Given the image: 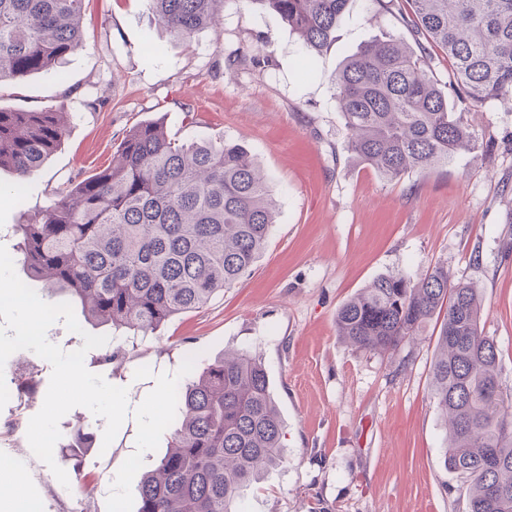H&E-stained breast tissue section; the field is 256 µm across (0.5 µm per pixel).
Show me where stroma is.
Returning <instances> with one entry per match:
<instances>
[{"label": "stroma", "instance_id": "35a3bbf8", "mask_svg": "<svg viewBox=\"0 0 512 512\" xmlns=\"http://www.w3.org/2000/svg\"><path fill=\"white\" fill-rule=\"evenodd\" d=\"M349 0L334 40L304 71L301 45L281 18L228 0L217 29L178 41L146 0H86L83 44L57 70L0 85V108L60 106L66 135L19 193L0 195V245L18 277V225L57 199L68 180L109 166L126 132L159 120L182 142L242 141L271 177L277 221L254 269L208 305L174 316L109 366L86 368L126 387L130 413L107 450L85 449L73 475L67 446L77 421L102 436L104 419L73 408L59 422L61 485L32 453L26 431L42 407L50 364L21 350L7 360L10 399L0 409V453L13 456L21 487L41 512H136L142 473L168 433L144 439L145 408L171 394L191 367L225 350L259 353L284 422L286 459L248 490L245 512H465L458 476L445 466L446 426L430 394L435 338L399 353L358 351L336 331V312L375 278L419 280L437 265L473 283L480 327L500 351L512 388V101L463 109L475 151L427 173L387 181L347 149L332 76L364 41L413 36L399 14L368 18ZM261 55L264 67L252 58Z\"/></svg>", "mask_w": 512, "mask_h": 512}]
</instances>
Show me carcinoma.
<instances>
[{
	"label": "carcinoma",
	"mask_w": 512,
	"mask_h": 512,
	"mask_svg": "<svg viewBox=\"0 0 512 512\" xmlns=\"http://www.w3.org/2000/svg\"><path fill=\"white\" fill-rule=\"evenodd\" d=\"M85 0H0V83L55 70L82 45ZM159 26L191 39L228 0H147ZM276 13L310 61L333 39L348 0H249ZM372 17L397 0H367ZM415 37L440 46L448 84L430 59L387 34L364 43L332 77L353 159L388 181L446 166L475 146L454 96L478 108L512 98V0H411ZM65 136L58 107L0 109V169L23 182ZM269 178L239 141L185 143L159 121L132 127L112 165L71 184L18 225L32 281L80 301L94 326L123 345L170 317L204 307L256 264L276 224ZM471 284L438 265L414 282L379 276L336 312L337 333L359 351L394 353L437 327L432 394L448 422L445 463L468 512H512V389L499 350L480 330ZM166 453L138 488L137 512H242L244 491L285 459L283 421L261 358L246 349L193 370L171 395Z\"/></svg>",
	"instance_id": "obj_1"
}]
</instances>
